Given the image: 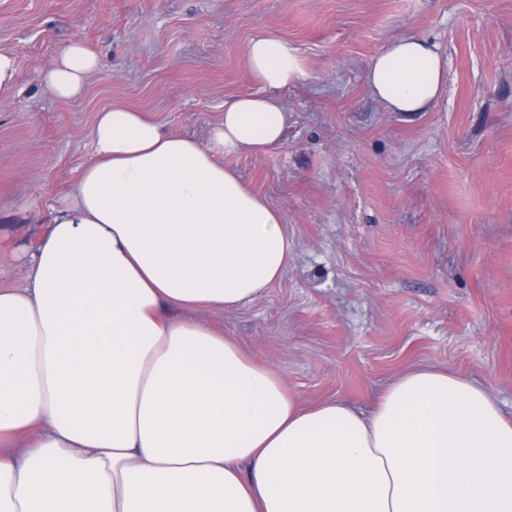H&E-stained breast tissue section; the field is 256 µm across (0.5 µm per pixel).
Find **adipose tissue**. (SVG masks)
I'll list each match as a JSON object with an SVG mask.
<instances>
[{
    "mask_svg": "<svg viewBox=\"0 0 512 512\" xmlns=\"http://www.w3.org/2000/svg\"><path fill=\"white\" fill-rule=\"evenodd\" d=\"M246 55L263 91L226 100L208 143L98 112L24 285L0 288V512H512V416L485 386L424 366L370 411L305 407L195 319L258 297L293 248L222 158L283 139L272 92L305 71L271 35ZM98 68L75 41L40 81L75 99ZM366 83L391 111H426L445 84L438 45L395 39Z\"/></svg>",
    "mask_w": 512,
    "mask_h": 512,
    "instance_id": "obj_1",
    "label": "adipose tissue"
}]
</instances>
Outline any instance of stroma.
Wrapping results in <instances>:
<instances>
[{"instance_id":"stroma-1","label":"stroma","mask_w":512,"mask_h":512,"mask_svg":"<svg viewBox=\"0 0 512 512\" xmlns=\"http://www.w3.org/2000/svg\"><path fill=\"white\" fill-rule=\"evenodd\" d=\"M434 40L446 80L426 112H390L365 80L393 39ZM274 35L306 71L278 90L283 141L224 165L283 214V277L198 320L236 337L305 404L369 409L405 370L448 368L512 414V0H0V288L46 229L92 150L99 110L143 111L205 138L224 102L261 90L249 41ZM81 41L100 69L83 97L40 83ZM17 87L15 59L7 52H0V96L13 93Z\"/></svg>"}]
</instances>
